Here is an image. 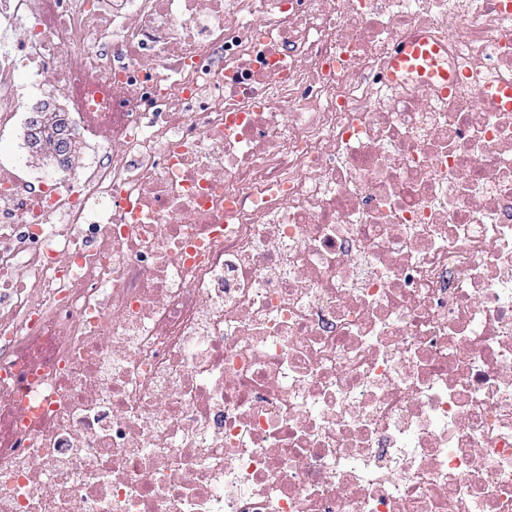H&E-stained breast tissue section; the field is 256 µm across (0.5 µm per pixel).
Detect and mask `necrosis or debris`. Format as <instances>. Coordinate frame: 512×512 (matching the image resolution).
Instances as JSON below:
<instances>
[{"label": "necrosis or debris", "instance_id": "necrosis-or-debris-1", "mask_svg": "<svg viewBox=\"0 0 512 512\" xmlns=\"http://www.w3.org/2000/svg\"><path fill=\"white\" fill-rule=\"evenodd\" d=\"M489 84L512 0H0V512H512ZM437 48L428 47L424 38L419 36L402 42L398 53L390 63V76L395 79L399 72L416 71L424 77L428 84H448L451 76L447 69L437 65ZM56 137L53 139V145L51 146V138L46 137V140L48 139L49 147L47 145L43 144V134H42V128L40 125H37L33 133L31 134L33 139V144L35 148L39 149L41 152H49L54 153L57 151H66L68 148V141L66 138L65 130H64V124L60 122L59 124H56Z\"/></svg>", "mask_w": 512, "mask_h": 512}]
</instances>
